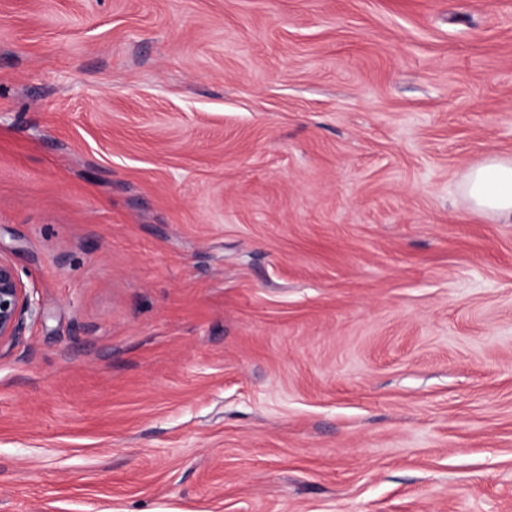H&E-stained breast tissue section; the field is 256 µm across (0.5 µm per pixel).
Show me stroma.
Here are the masks:
<instances>
[{
  "mask_svg": "<svg viewBox=\"0 0 512 512\" xmlns=\"http://www.w3.org/2000/svg\"><path fill=\"white\" fill-rule=\"evenodd\" d=\"M512 0H0V512H512ZM461 190L474 211L512 223V158L491 157L470 168ZM29 309L30 301L13 264L0 258V345L16 336L22 315Z\"/></svg>",
  "mask_w": 512,
  "mask_h": 512,
  "instance_id": "35a3bbf8",
  "label": "stroma"
}]
</instances>
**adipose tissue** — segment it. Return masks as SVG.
<instances>
[{
	"mask_svg": "<svg viewBox=\"0 0 512 512\" xmlns=\"http://www.w3.org/2000/svg\"><path fill=\"white\" fill-rule=\"evenodd\" d=\"M461 190L474 211L512 223V158L491 157L470 168Z\"/></svg>",
	"mask_w": 512,
	"mask_h": 512,
	"instance_id": "adipose-tissue-1",
	"label": "adipose tissue"
}]
</instances>
